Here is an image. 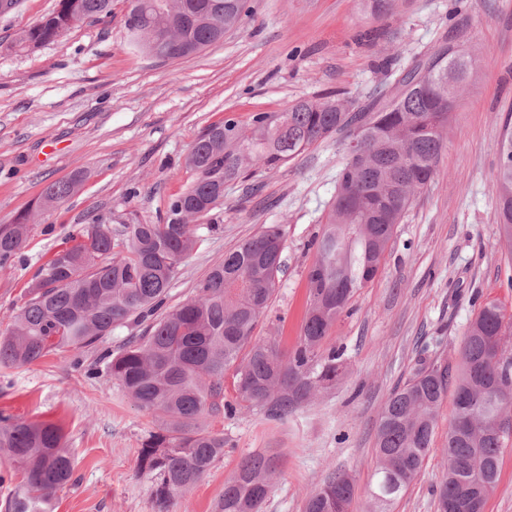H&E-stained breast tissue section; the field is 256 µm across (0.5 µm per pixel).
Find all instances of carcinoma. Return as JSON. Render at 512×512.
Listing matches in <instances>:
<instances>
[{
  "mask_svg": "<svg viewBox=\"0 0 512 512\" xmlns=\"http://www.w3.org/2000/svg\"><path fill=\"white\" fill-rule=\"evenodd\" d=\"M156 7L124 21L130 44L142 53L177 59L222 40L247 16V0H153ZM112 0H58L40 23L18 34L9 48L38 46L91 19L111 14ZM469 60L437 47L398 80L397 93L364 112L337 100H301L281 112L250 120L227 117L192 145L186 166L195 180L171 198L167 221L133 218L114 227L94 218L69 237L71 245L41 265L26 300L0 333V366L23 367L64 348L95 346L131 318L148 323L145 335L107 353V369L140 408L162 419L139 449L138 469L153 474L157 512L173 495L195 486L224 455V434L203 427L221 412L224 375L234 370L239 402L284 418L345 375L343 350L331 331L357 289L372 281L415 194L433 177L452 109L448 90L469 75ZM363 141L339 172L329 221L316 240L307 272L301 336L284 352L255 335L282 270V234L271 226L224 254L196 286V294L163 312L184 260L196 249L200 226L192 219L224 198V183L259 166L272 173L334 133ZM495 217L512 252V127L498 144ZM77 180L49 184L44 203L69 198ZM32 232L29 218L0 228V262ZM512 313L486 301L469 323L459 349L458 373L436 359L422 360L386 401L376 434L378 466L370 497L379 512L421 473L432 449L448 386L455 412L444 452L448 469L437 486L438 512H464L471 490L496 487L503 449L512 440ZM0 448L24 473L6 512H50L57 490L73 479L74 464L59 425L0 418ZM275 467L260 454L241 458L225 483L218 512H263ZM350 476L334 474L308 494L305 512H349Z\"/></svg>",
  "mask_w": 512,
  "mask_h": 512,
  "instance_id": "cac0c4a2",
  "label": "carcinoma"
}]
</instances>
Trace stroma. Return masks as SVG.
Masks as SVG:
<instances>
[{
  "label": "stroma",
  "mask_w": 512,
  "mask_h": 512,
  "mask_svg": "<svg viewBox=\"0 0 512 512\" xmlns=\"http://www.w3.org/2000/svg\"><path fill=\"white\" fill-rule=\"evenodd\" d=\"M17 0L0 10V226L30 214L34 230L0 265V331L25 300L39 265L69 234L105 216L164 223L170 198L194 174L185 158L194 141L225 117L281 112L332 93L356 112L392 98L400 75L432 49L465 52L464 84L428 185L418 192L377 276L353 296L331 335L344 349L346 374L281 419L258 410L207 414L223 433L224 455L168 512H218L224 482L248 454L275 457L277 473L263 512H304L309 492L343 471L353 480L350 512H367L382 408L420 357L456 364L472 294L512 312V254L494 217L497 144L512 116V0H397L380 17L359 0H248L237 29L201 53L162 60L135 50L124 20L111 16L23 50L10 43L56 7ZM346 136L320 141L277 172L252 168L224 186V199L200 217L204 231L166 300L185 302L227 250L263 227L283 232V267L256 328L291 349L306 309L313 238L327 221ZM79 176L64 203L43 206L54 181ZM144 324L127 321L96 348L67 349L21 368L0 367V415L59 425L74 461L71 483L53 512H156L155 477L138 473L145 436L160 426L106 373L105 355ZM452 400H445L420 476L389 512H437L432 488L445 474L443 448Z\"/></svg>",
  "instance_id": "1"
}]
</instances>
